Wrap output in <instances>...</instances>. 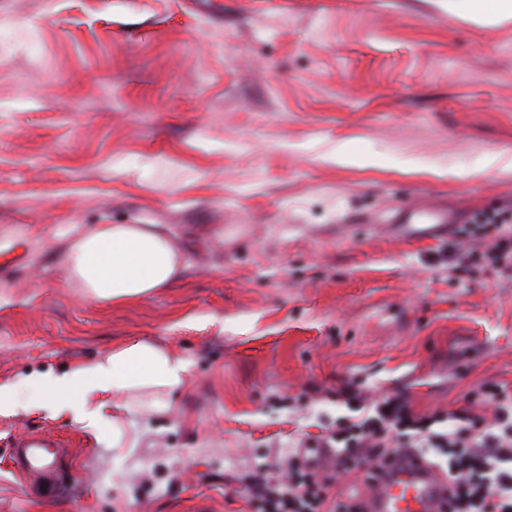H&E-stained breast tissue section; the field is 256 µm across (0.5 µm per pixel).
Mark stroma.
Listing matches in <instances>:
<instances>
[{
    "label": "stroma",
    "mask_w": 512,
    "mask_h": 512,
    "mask_svg": "<svg viewBox=\"0 0 512 512\" xmlns=\"http://www.w3.org/2000/svg\"><path fill=\"white\" fill-rule=\"evenodd\" d=\"M461 0H0V383L134 338L191 364L113 448L0 415V512H251L265 463L325 434L350 386L416 412L512 391V279L402 235L512 202V22ZM164 224L180 280L120 305L62 278L71 235ZM65 441L39 492L15 437ZM424 215L429 220L428 223H423L421 220ZM453 221L452 213L444 209L423 210L416 208H406L400 210L394 222L408 227H413L421 234L423 238L432 236L435 232L441 230L447 223Z\"/></svg>",
    "instance_id": "1"
}]
</instances>
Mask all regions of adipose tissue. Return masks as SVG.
<instances>
[{
    "mask_svg": "<svg viewBox=\"0 0 512 512\" xmlns=\"http://www.w3.org/2000/svg\"><path fill=\"white\" fill-rule=\"evenodd\" d=\"M184 267L182 248L159 224H100L75 233L60 261L64 279L84 297L103 304L150 295L176 281ZM189 374L190 364L180 355L135 340L59 373L0 384V414L23 409L66 417L123 448L126 428L114 410H168L170 394Z\"/></svg>",
    "mask_w": 512,
    "mask_h": 512,
    "instance_id": "obj_1",
    "label": "adipose tissue"
}]
</instances>
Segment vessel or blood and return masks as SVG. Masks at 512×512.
Here are the masks:
<instances>
[{
	"label": "vessel or blood",
	"instance_id": "vessel-or-blood-1",
	"mask_svg": "<svg viewBox=\"0 0 512 512\" xmlns=\"http://www.w3.org/2000/svg\"><path fill=\"white\" fill-rule=\"evenodd\" d=\"M452 220L451 212L444 209L409 207L395 216L396 223L417 229L425 238ZM58 445V440L49 436H26L13 443L14 462L36 479L53 482L58 459L52 450ZM450 498L447 478L415 450L406 449L382 466L362 508L364 512H446Z\"/></svg>",
	"mask_w": 512,
	"mask_h": 512
}]
</instances>
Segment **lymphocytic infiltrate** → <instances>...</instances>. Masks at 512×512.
I'll return each mask as SVG.
<instances>
[{
	"instance_id": "obj_1",
	"label": "lymphocytic infiltrate",
	"mask_w": 512,
	"mask_h": 512,
	"mask_svg": "<svg viewBox=\"0 0 512 512\" xmlns=\"http://www.w3.org/2000/svg\"><path fill=\"white\" fill-rule=\"evenodd\" d=\"M465 232L476 244L467 254L471 267L490 266L511 279L512 203L473 218ZM477 394L491 407V416L453 412L443 428L439 417L416 413L405 397L390 395L368 404L347 387L340 395L359 415L338 419L323 444L348 460L370 456L376 465L395 444L426 449L453 484L450 512H512V394L489 383ZM254 485L258 512H359L358 501L330 496L326 479L305 464L284 475H257Z\"/></svg>"
}]
</instances>
